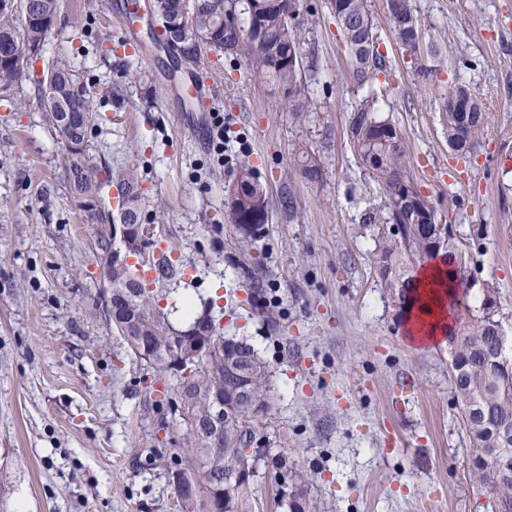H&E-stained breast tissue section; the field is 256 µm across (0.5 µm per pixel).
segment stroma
<instances>
[{"instance_id": "35a3bbf8", "label": "stroma", "mask_w": 512, "mask_h": 512, "mask_svg": "<svg viewBox=\"0 0 512 512\" xmlns=\"http://www.w3.org/2000/svg\"><path fill=\"white\" fill-rule=\"evenodd\" d=\"M311 2L310 112L288 111L285 91L242 59L207 50L174 67L154 18L121 15L115 0H95L93 30L79 38L71 21L86 0H59L44 60L69 62L100 92L126 71L149 72V97L131 87L102 99L111 120L93 128L89 152L137 175L147 209L161 212L145 248L174 265L155 283L161 308L184 296L212 303L224 334L266 363L272 402L250 423V447L306 473L316 512H499L471 466L447 345H409L400 301L378 277L383 227L362 214L380 186L350 133L366 90L325 0ZM368 4L387 63L374 82L380 115L406 139L408 178L471 257V298L494 288L512 339V0H415L450 54L438 83L465 82L487 114L467 161L450 152L384 0ZM128 23L145 55L118 57ZM192 75L217 91L225 153L195 131ZM302 148L321 179L303 174ZM65 153L34 94L0 106V512H180L170 470L189 458L188 431L173 394L103 314L96 227L69 192ZM245 162L269 197L251 235L224 215Z\"/></svg>"}]
</instances>
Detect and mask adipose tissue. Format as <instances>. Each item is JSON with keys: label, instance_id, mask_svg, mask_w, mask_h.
I'll return each instance as SVG.
<instances>
[{"label": "adipose tissue", "instance_id": "1", "mask_svg": "<svg viewBox=\"0 0 512 512\" xmlns=\"http://www.w3.org/2000/svg\"><path fill=\"white\" fill-rule=\"evenodd\" d=\"M419 307L406 316L407 332L413 342H439L450 324L445 303L452 292L448 287L444 265L434 262L421 267L415 278Z\"/></svg>", "mask_w": 512, "mask_h": 512}]
</instances>
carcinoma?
<instances>
[{
	"instance_id": "cac0c4a2",
	"label": "carcinoma",
	"mask_w": 512,
	"mask_h": 512,
	"mask_svg": "<svg viewBox=\"0 0 512 512\" xmlns=\"http://www.w3.org/2000/svg\"><path fill=\"white\" fill-rule=\"evenodd\" d=\"M340 37L344 41L354 80L361 86L376 79L386 67L385 56L379 51L378 27L367 0H328ZM242 0H155L153 8L165 33L175 39L191 43L193 61L201 51L209 49L234 60L245 59L252 69L288 89V98L299 95L307 79L303 66L306 23L314 16L313 7L304 0H254L258 10L260 28H250L249 16L244 14ZM386 14L395 42L410 61V69L419 87L435 90L443 134L452 153L466 159L480 147L485 135L486 113L479 99L470 89L452 80L442 86L435 77L447 62L441 51L440 40L431 38L418 45L415 31L422 28L414 0H388ZM58 0H0V102L14 103L23 82L32 83L31 92L46 112L52 127L65 140H88L95 127L97 113L93 111L94 91L85 77L66 63H57L42 74L34 71V64L43 57L48 27L57 23ZM380 95L370 90L355 109L351 136L361 161L368 168L386 174L380 180L383 204L368 209L365 224H402L401 236L386 237L376 258V268L384 285L389 280L401 282V305L409 302L418 264L433 258L426 251L427 235L435 214L428 219L408 210L400 195L406 177L407 145L396 124L378 115ZM466 104L471 112L466 126L458 119L457 105ZM58 112L74 114L75 125L65 131L53 116ZM65 168L69 175L70 192L80 205L91 197H100L106 206L96 210L89 218L96 224H110L119 217L128 223L143 216L144 205L137 178L130 174H117L109 163L90 155L89 148L68 146ZM260 180L255 170L243 163L237 169L232 188L242 192L243 206L253 195ZM119 189L117 208H112V187ZM157 295L146 292L138 305V318L147 323L148 338L141 346L130 342L126 330L115 325L132 352L141 360L151 355L149 367L166 372L164 344L170 321L156 303ZM473 316L455 319L447 336L455 347L449 371L454 388H466L481 406L483 417L490 426L502 423L512 425V390L503 389L512 371L493 379L490 375L492 360L499 349L500 340L491 326L498 316L492 294L479 297L472 308ZM224 360L216 359L200 367L192 378L195 394L187 401L194 415L202 416L206 409L205 395L212 389L226 387ZM258 400L270 404L268 374L260 371L255 377ZM246 423L230 419L224 424V439L214 443L204 436H192L193 468L201 477L215 481L223 487L232 507L225 512H253L252 485L224 487V473L252 457L247 452Z\"/></svg>"
}]
</instances>
